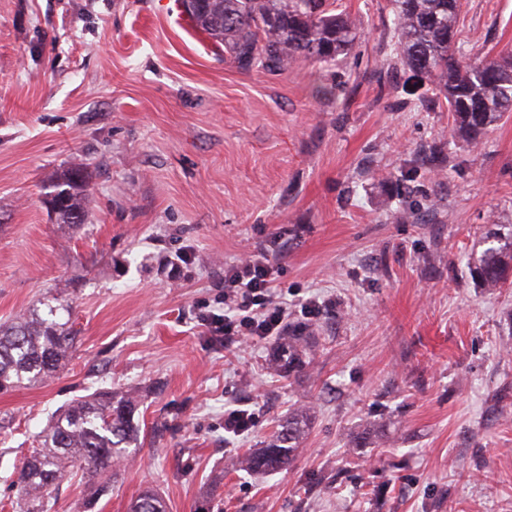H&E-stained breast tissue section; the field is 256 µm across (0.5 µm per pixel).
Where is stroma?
<instances>
[{
    "label": "stroma",
    "instance_id": "35a3bbf8",
    "mask_svg": "<svg viewBox=\"0 0 512 512\" xmlns=\"http://www.w3.org/2000/svg\"><path fill=\"white\" fill-rule=\"evenodd\" d=\"M154 2L0 0V323L65 283L78 332L59 376L0 392V512L49 416L99 388L140 392L139 440L107 492L65 476L52 512H128L149 487L168 512H512V288L468 267L512 225V119L473 149L397 91L389 0H339L364 20L353 48L284 74L239 70ZM463 16L476 51L512 45V0ZM75 163L78 228L45 203ZM262 255L313 337L298 375L272 370L278 337L202 324L225 266ZM238 404L255 425L228 440ZM303 404L290 467L234 468Z\"/></svg>",
    "mask_w": 512,
    "mask_h": 512
}]
</instances>
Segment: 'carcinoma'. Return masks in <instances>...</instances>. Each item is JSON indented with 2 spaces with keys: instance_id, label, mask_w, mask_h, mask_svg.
<instances>
[{
  "instance_id": "obj_1",
  "label": "carcinoma",
  "mask_w": 512,
  "mask_h": 512,
  "mask_svg": "<svg viewBox=\"0 0 512 512\" xmlns=\"http://www.w3.org/2000/svg\"><path fill=\"white\" fill-rule=\"evenodd\" d=\"M398 35L393 66L432 82L436 99L452 116L449 135L478 146L501 120L512 117V48L495 56L474 53L457 41L463 23L462 0H390ZM195 26L224 45V54L242 70L286 73L298 60L331 64L347 53L362 33L357 15L336 11V0H195ZM83 167L74 164L52 184L63 195L59 212L64 223L83 220ZM498 246L471 261L470 274L481 287L503 288L512 282V230L496 233ZM64 300L42 311L29 308L0 325V391L43 383L65 365L75 341ZM309 337L293 333L276 356L283 374L302 372ZM137 395L119 398L99 391L79 399L54 416L43 430L41 447L19 468L20 512H49L51 488L73 469L100 476L105 491L119 475L118 459L138 439ZM312 408L299 406L288 414L261 448L237 460L239 469L264 474L293 463L311 425ZM129 512H167L154 491H143Z\"/></svg>"
}]
</instances>
